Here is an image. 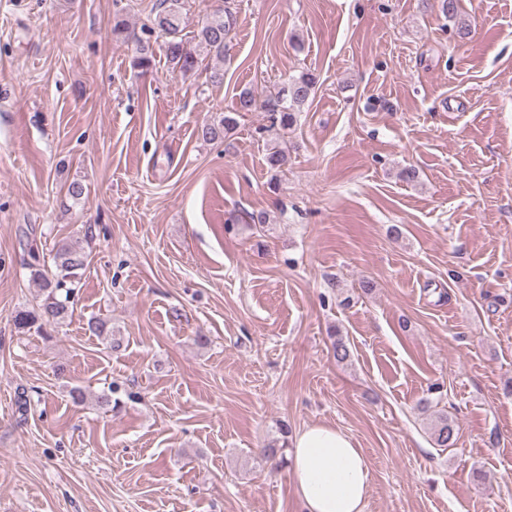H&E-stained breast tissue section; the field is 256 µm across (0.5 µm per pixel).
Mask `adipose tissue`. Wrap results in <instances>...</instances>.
<instances>
[{"label": "adipose tissue", "mask_w": 512, "mask_h": 512, "mask_svg": "<svg viewBox=\"0 0 512 512\" xmlns=\"http://www.w3.org/2000/svg\"><path fill=\"white\" fill-rule=\"evenodd\" d=\"M291 472L303 512H365L368 459L343 430L313 424L297 432Z\"/></svg>", "instance_id": "1"}]
</instances>
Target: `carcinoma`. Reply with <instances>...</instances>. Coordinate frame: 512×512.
Wrapping results in <instances>:
<instances>
[{"label": "carcinoma", "mask_w": 512, "mask_h": 512, "mask_svg": "<svg viewBox=\"0 0 512 512\" xmlns=\"http://www.w3.org/2000/svg\"><path fill=\"white\" fill-rule=\"evenodd\" d=\"M181 0H159L152 19L153 28L169 37L167 53L171 63L183 73H192L196 70L198 60L195 52L181 37ZM234 17L231 11L226 10L205 22L196 32L195 39L208 52L217 57L224 56V41L231 30ZM318 79L312 72H303L288 81L287 88L256 94L250 89H243L237 95L232 108L224 113L219 125L207 124L201 128V136L212 141L225 136L237 126L236 115L241 112H266L270 118V128L276 127L286 130L297 123L296 112L315 93ZM267 169L272 177L288 165V151L283 148H274L265 157ZM87 255L71 247L58 249L54 256L55 274L53 277L45 275L40 268V255L32 253V262L29 264L31 274L41 285L42 300L38 310L30 312L20 318V325L31 327L37 323L61 325L73 315L71 303L74 297L75 278L77 271L86 265ZM431 436L435 445L440 448H450L456 442L455 423L446 415L436 417L432 427Z\"/></svg>", "instance_id": "1"}]
</instances>
